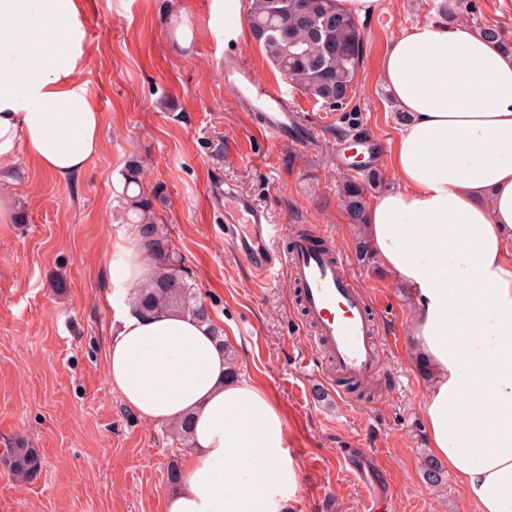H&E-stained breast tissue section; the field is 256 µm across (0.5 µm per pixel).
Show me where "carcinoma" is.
<instances>
[{
    "instance_id": "carcinoma-1",
    "label": "carcinoma",
    "mask_w": 512,
    "mask_h": 512,
    "mask_svg": "<svg viewBox=\"0 0 512 512\" xmlns=\"http://www.w3.org/2000/svg\"><path fill=\"white\" fill-rule=\"evenodd\" d=\"M249 25L268 60L293 85L336 112L346 108L361 61L363 33L338 0H250ZM122 178L126 223L137 225L140 243L155 266L148 281L129 289L132 308L144 316L178 310L210 320L206 305L184 277L180 255L160 232L155 212L158 194L146 193L136 163L127 165ZM376 184L374 172L343 183V204L351 223L364 224L366 193ZM4 461L23 482L35 478L43 466L39 451L22 443L9 449Z\"/></svg>"
}]
</instances>
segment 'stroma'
Returning a JSON list of instances; mask_svg holds the SVG:
<instances>
[{
	"label": "stroma",
	"mask_w": 512,
	"mask_h": 512,
	"mask_svg": "<svg viewBox=\"0 0 512 512\" xmlns=\"http://www.w3.org/2000/svg\"><path fill=\"white\" fill-rule=\"evenodd\" d=\"M224 2L82 0L77 79L102 114L101 156L64 183L22 156L12 182L0 184L14 213L0 223V453L20 441L44 461L28 483L0 463V512H162L176 491L168 466L188 445L170 425L126 408L107 376L110 261L116 244L139 240L119 209L121 172L132 161L143 166L146 189L162 192L160 229L188 283L236 332L239 367L285 414L302 475L294 512H471L454 477L439 486L423 478L426 381L408 354L410 298L378 262H357L363 235L341 194L354 173L347 143L362 134L377 145L380 191L396 185L386 150L399 124L379 61L402 31L438 20L435 0H380L358 19L364 40L350 106L359 126L298 91L311 138L276 146L225 84L224 59L237 56L265 81L286 78L248 22L225 25ZM468 2L461 22L500 26L512 40V0ZM178 13L192 21L188 38L175 33ZM225 182L268 208L279 246L293 230L321 226L369 291L384 335L382 371L371 396L348 411L330 374L303 367L313 350L297 286L284 275L256 282L225 238L210 204L211 188Z\"/></svg>",
	"instance_id": "stroma-1"
}]
</instances>
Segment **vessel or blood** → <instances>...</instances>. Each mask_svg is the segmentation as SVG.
<instances>
[{
    "mask_svg": "<svg viewBox=\"0 0 512 512\" xmlns=\"http://www.w3.org/2000/svg\"><path fill=\"white\" fill-rule=\"evenodd\" d=\"M224 81L260 112L261 125L273 142L308 140L309 129L300 123L280 85L258 80L237 60L225 64ZM214 203L223 212L225 235L259 277L267 279L282 270L299 286L304 321L313 329L316 361L330 365L337 379L345 381L379 372L373 306L354 286L344 256L318 247V236L311 231L280 249L268 210L250 194L227 187L215 192Z\"/></svg>",
    "mask_w": 512,
    "mask_h": 512,
    "instance_id": "b4317fda",
    "label": "vessel or blood"
}]
</instances>
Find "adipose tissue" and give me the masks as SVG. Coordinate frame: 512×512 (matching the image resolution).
I'll return each instance as SVG.
<instances>
[{
    "instance_id": "adipose-tissue-1",
    "label": "adipose tissue",
    "mask_w": 512,
    "mask_h": 512,
    "mask_svg": "<svg viewBox=\"0 0 512 512\" xmlns=\"http://www.w3.org/2000/svg\"><path fill=\"white\" fill-rule=\"evenodd\" d=\"M81 0H0V183L19 156L60 181L102 151V115L76 82ZM379 74L404 112L387 153L396 188L366 208L364 234L407 289L409 353L430 371L429 448L472 512H512V52L460 22L391 40ZM118 285L154 270L117 245ZM107 373L127 408L191 423L192 448L165 512H292L300 467L279 403L231 372L212 324L115 310Z\"/></svg>"
}]
</instances>
